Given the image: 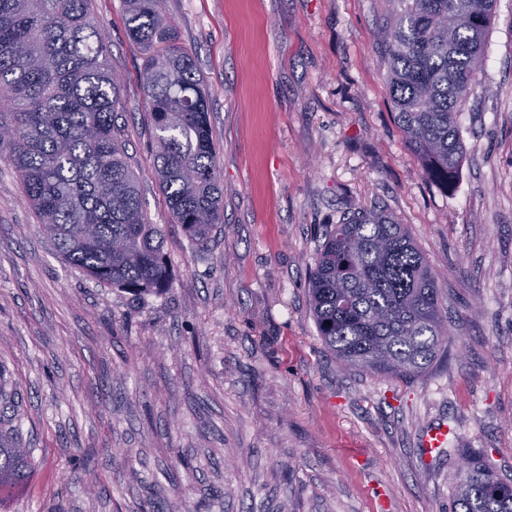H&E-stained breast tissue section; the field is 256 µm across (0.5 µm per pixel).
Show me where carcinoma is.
Wrapping results in <instances>:
<instances>
[{"instance_id":"carcinoma-1","label":"carcinoma","mask_w":512,"mask_h":512,"mask_svg":"<svg viewBox=\"0 0 512 512\" xmlns=\"http://www.w3.org/2000/svg\"><path fill=\"white\" fill-rule=\"evenodd\" d=\"M165 0H123L143 54L154 178L174 223L205 248L224 224L205 85L178 44ZM379 35L395 118L426 178L448 184L463 160L462 101L477 84L496 0H394ZM121 80L92 0H0V146L62 258L132 296L169 289L165 234L144 207L115 124ZM323 346L344 367L412 377L448 352L436 275L404 225L377 208L325 234L308 283ZM453 512H512V482L472 456ZM30 449L0 428V493L22 484Z\"/></svg>"}]
</instances>
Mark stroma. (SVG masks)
I'll return each mask as SVG.
<instances>
[{
	"label": "stroma",
	"mask_w": 512,
	"mask_h": 512,
	"mask_svg": "<svg viewBox=\"0 0 512 512\" xmlns=\"http://www.w3.org/2000/svg\"><path fill=\"white\" fill-rule=\"evenodd\" d=\"M96 0L143 203L171 286L136 298L57 256L0 154V393L30 448L0 512H452L461 456L512 479V0H497L464 160L427 181L394 118L391 0H166L208 94L224 229L189 244L153 177L140 49ZM406 225L452 337L411 379L344 368L308 280L327 230ZM444 423L447 448L422 454Z\"/></svg>",
	"instance_id": "1"
}]
</instances>
